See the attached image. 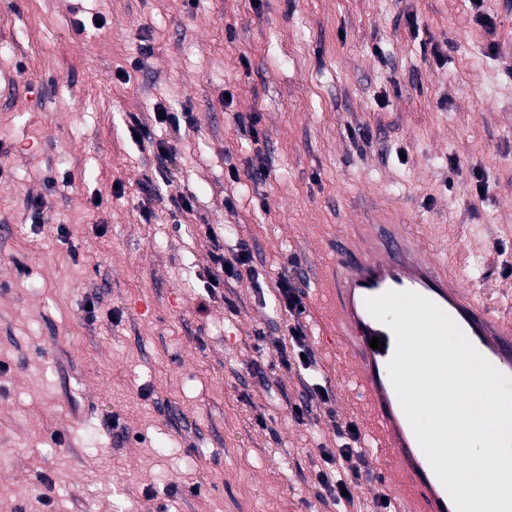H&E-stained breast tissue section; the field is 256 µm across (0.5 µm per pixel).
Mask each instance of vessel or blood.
Segmentation results:
<instances>
[{
    "label": "vessel or blood",
    "mask_w": 512,
    "mask_h": 512,
    "mask_svg": "<svg viewBox=\"0 0 512 512\" xmlns=\"http://www.w3.org/2000/svg\"><path fill=\"white\" fill-rule=\"evenodd\" d=\"M363 239L361 247L347 240L338 242L335 289L338 326L358 369L353 387L366 401L373 420L372 429L362 434L363 444L384 449L390 465L403 475L419 512H455L389 378L387 364L395 350V336L370 315L365 301L390 290L413 291L426 297L505 375L512 373V322L498 318L465 293L454 268L427 260L403 225H364ZM375 337L384 339L383 349L371 348Z\"/></svg>",
    "instance_id": "1"
}]
</instances>
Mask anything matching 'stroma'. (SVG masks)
I'll return each instance as SVG.
<instances>
[{"label": "stroma", "instance_id": "1", "mask_svg": "<svg viewBox=\"0 0 512 512\" xmlns=\"http://www.w3.org/2000/svg\"><path fill=\"white\" fill-rule=\"evenodd\" d=\"M159 102L192 124L160 129ZM133 114L175 148L147 209ZM364 224L409 225L512 318V0H0V512H336L321 449L365 418L327 296ZM211 225L263 288L205 293ZM285 270L330 394L302 424ZM401 489L365 473L351 512ZM276 287V305L293 320V323L288 322V345L285 340L277 344L281 363L287 369L297 363L304 370L315 371L316 362L306 345V332L299 321L306 310L305 292L297 286L292 276L286 274L278 277ZM301 354H304L305 359H302Z\"/></svg>", "mask_w": 512, "mask_h": 512}]
</instances>
